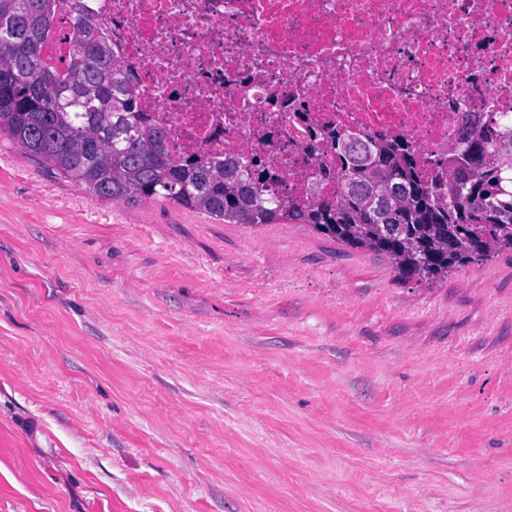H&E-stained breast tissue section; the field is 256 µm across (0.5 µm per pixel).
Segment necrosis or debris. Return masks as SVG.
I'll list each match as a JSON object with an SVG mask.
<instances>
[{"mask_svg": "<svg viewBox=\"0 0 512 512\" xmlns=\"http://www.w3.org/2000/svg\"><path fill=\"white\" fill-rule=\"evenodd\" d=\"M146 125L338 195L328 135L407 139L431 173L470 114L512 121V0H82Z\"/></svg>", "mask_w": 512, "mask_h": 512, "instance_id": "necrosis-or-debris-1", "label": "necrosis or debris"}]
</instances>
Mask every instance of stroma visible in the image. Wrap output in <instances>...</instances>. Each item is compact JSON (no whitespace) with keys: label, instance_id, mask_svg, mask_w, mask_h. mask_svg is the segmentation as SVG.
Segmentation results:
<instances>
[{"label":"stroma","instance_id":"35a3bbf8","mask_svg":"<svg viewBox=\"0 0 512 512\" xmlns=\"http://www.w3.org/2000/svg\"><path fill=\"white\" fill-rule=\"evenodd\" d=\"M0 512H512V249L402 279L0 136Z\"/></svg>","mask_w":512,"mask_h":512}]
</instances>
